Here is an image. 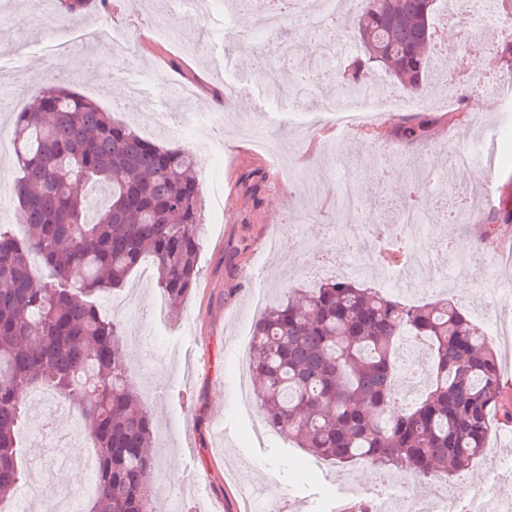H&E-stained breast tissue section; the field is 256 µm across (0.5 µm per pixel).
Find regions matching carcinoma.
Masks as SVG:
<instances>
[{
  "label": "carcinoma",
  "instance_id": "obj_1",
  "mask_svg": "<svg viewBox=\"0 0 512 512\" xmlns=\"http://www.w3.org/2000/svg\"><path fill=\"white\" fill-rule=\"evenodd\" d=\"M274 4L286 16L294 0ZM435 0H365L362 53L342 86L378 65L419 90L429 67ZM49 76L15 121L16 194L24 233L0 230V501L31 483L18 438L25 396L45 389L81 402L94 448L87 512H155L149 450L154 423L133 393L121 327L98 297L125 286L144 261L172 305L193 288L202 224L197 160L146 140L96 102ZM428 119H406L398 135L422 139ZM104 185L108 201L87 219L81 189ZM512 208L487 214L486 234L511 224ZM408 335L427 346L424 393L401 401L394 347ZM266 425L309 454L362 460L414 481L446 479L483 455L492 414L512 424L494 348L446 298L406 305L336 276L291 291L256 320L249 356Z\"/></svg>",
  "mask_w": 512,
  "mask_h": 512
}]
</instances>
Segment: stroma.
I'll return each mask as SVG.
<instances>
[{
    "label": "stroma",
    "instance_id": "obj_1",
    "mask_svg": "<svg viewBox=\"0 0 512 512\" xmlns=\"http://www.w3.org/2000/svg\"><path fill=\"white\" fill-rule=\"evenodd\" d=\"M47 0H0V133L12 136L17 112L32 90L53 72L44 50L67 47L68 59L81 67L70 87L97 101L118 120L131 123L141 111L156 113L152 138L186 147L178 131L191 121L209 126L208 153L198 160L203 199L199 275L179 310L156 314L162 295L153 276L134 272L123 292L103 293L100 309L120 323L132 386L154 414L153 482L158 504L173 501L189 512H241L239 485L252 481L287 512H336L338 487H352L363 502L384 495L402 508L413 497L422 512L437 498L454 499L455 512H477L486 497L512 501V440L490 437L485 455L451 478L414 487L383 486L369 478L362 462L336 464L298 448L287 434L258 436L261 420L256 396L241 398L248 378L243 332L257 319L256 289L268 304L289 289L313 288L358 261L357 239L364 224H389L391 206L422 210L425 230L415 249L447 257L448 243L463 242L465 253L452 258L445 290L426 286L412 294L380 286L400 302L424 303L448 296L492 332L501 377L512 394V335L497 336L496 325L512 322L497 303L494 287L512 281V223L486 235L484 216L512 201V109L495 96L483 97L474 110L475 90L462 92L461 124L448 123L447 93L441 61L472 56L442 12L432 22L439 49L422 94L431 98L424 115L425 139L408 143L396 131L410 111L397 104L375 125L346 134L320 124L310 139L299 127L324 111L346 61L361 46L351 14L320 24L289 21L275 38L259 35L258 15L246 0L225 15L217 0L208 18L184 17L178 0H109L108 9L92 7L70 22L54 17ZM236 27L254 31L248 52L229 41ZM109 62L111 81L98 76ZM299 78L310 73L315 87L301 100L274 96L270 77ZM462 143L477 155L466 168L450 156ZM18 165L11 145L0 146V228L18 231L22 218L14 187ZM353 182L362 198L347 223H337L333 200L341 179ZM469 290L458 294L460 279ZM42 406H29L21 429L26 466L61 498L86 500L94 473L86 469L70 481L61 460L69 442L80 457L93 460L91 443L79 432V409L41 392ZM206 473L204 490L194 478Z\"/></svg>",
    "mask_w": 512,
    "mask_h": 512
}]
</instances>
